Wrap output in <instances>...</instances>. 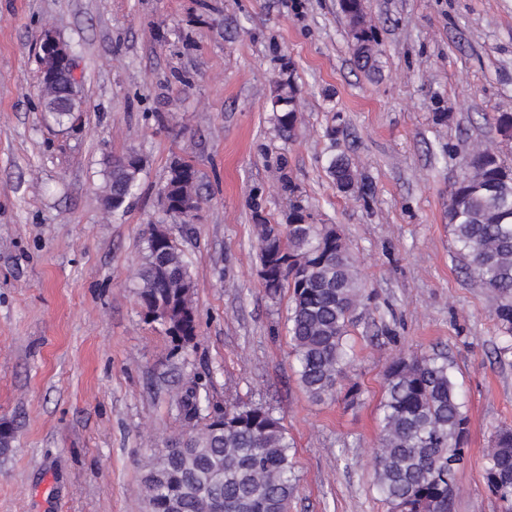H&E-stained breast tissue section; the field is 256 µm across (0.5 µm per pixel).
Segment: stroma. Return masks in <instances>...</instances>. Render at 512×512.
I'll use <instances>...</instances> for the list:
<instances>
[{
    "mask_svg": "<svg viewBox=\"0 0 512 512\" xmlns=\"http://www.w3.org/2000/svg\"><path fill=\"white\" fill-rule=\"evenodd\" d=\"M381 73L355 65L339 0H0V512H147L144 463L185 429L194 380L212 403L273 408L294 446L289 512H388L373 451L390 359L444 353L470 418L453 512H505L483 455L512 425V340L467 273L448 199L473 150L512 165V0H363ZM78 58L82 112L61 126L35 96L45 30ZM301 91L297 136L273 129L276 80ZM338 127L336 136L326 130ZM137 153L128 208L104 202L108 160ZM345 156L368 188L340 193ZM199 171L200 217L168 216L173 157ZM314 224L335 225L371 300L350 335L360 400L300 387L288 294L258 274L255 224L285 221L281 173ZM162 224L192 259L200 328L174 347L133 273Z\"/></svg>",
    "mask_w": 512,
    "mask_h": 512,
    "instance_id": "1",
    "label": "stroma"
}]
</instances>
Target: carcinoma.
Segmentation results:
<instances>
[{"label":"carcinoma","instance_id":"1","mask_svg":"<svg viewBox=\"0 0 512 512\" xmlns=\"http://www.w3.org/2000/svg\"><path fill=\"white\" fill-rule=\"evenodd\" d=\"M350 25L357 67L380 69L375 30L363 19V0H340ZM299 89L276 82L270 98L280 138L295 135ZM61 87L40 93L42 111L59 125L76 119L83 100L59 104ZM143 159L132 152L109 162L105 202L117 212L135 195ZM328 171L339 191L366 193L348 161L334 158ZM159 195L163 211L189 204L200 209L201 177L190 163L174 159ZM293 205L283 224L260 220L259 275L274 299L290 293L288 336L298 381L308 396L323 401L337 394L352 363L348 344L358 310L370 300L365 283L340 233L308 223ZM448 226L473 271L498 299L496 317L512 338V168L496 151H477L451 192ZM137 297L146 314L163 326L176 346L198 333L191 262L169 234L154 225L144 241L136 272ZM191 425L174 443L148 458L144 488L150 512H288L297 491L290 456L293 443L275 411L262 405L226 404L211 409L209 393L192 385L177 400ZM374 475L391 512H451L456 474L465 463L469 417L459 400L447 360L439 355H396L385 372ZM488 491L512 505V428L496 430L484 455Z\"/></svg>","mask_w":512,"mask_h":512}]
</instances>
